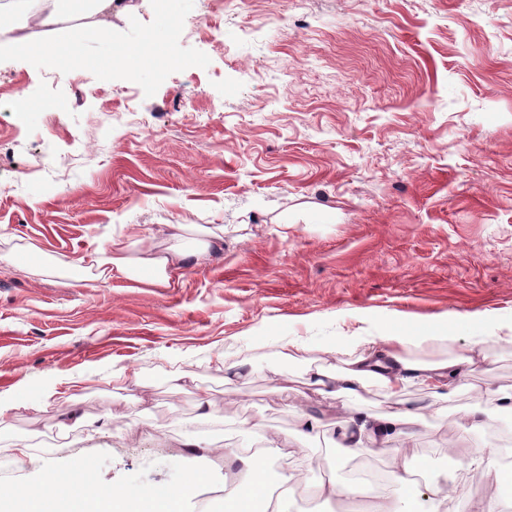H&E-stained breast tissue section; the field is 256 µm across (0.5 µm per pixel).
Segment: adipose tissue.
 <instances>
[{"label":"adipose tissue","instance_id":"ef3b65f1","mask_svg":"<svg viewBox=\"0 0 512 512\" xmlns=\"http://www.w3.org/2000/svg\"><path fill=\"white\" fill-rule=\"evenodd\" d=\"M42 26L49 27L79 16L86 9L101 13L117 7L119 0H42ZM186 253L172 246L164 251H143L136 258L126 253L122 241L112 243L110 256L97 261V277L109 280L122 276L133 280H148L162 286H170L171 272L181 267ZM439 334L423 328L416 333L393 331L374 341L365 336H350L346 348L352 357L346 366L337 371L319 368L313 371L311 384L327 395H341L365 381L372 380L386 388L392 395L402 393L406 383L415 380L429 388L432 394H439L447 388L451 378L463 370H472L483 363L484 349L480 343H472L466 354L440 359H419L406 356L408 346H421L438 342ZM420 421L419 413L405 403H398L391 414L373 420L360 419L345 422L338 433L336 451L344 457L363 454L373 448L388 446L391 456V470L387 481L391 493L372 500L366 484L353 483L340 488L336 482L322 481L314 485L316 497L330 499L340 492L365 502L364 512H418L414 501L417 487L415 477L417 465L408 464L411 454L410 439ZM282 453L276 441H267L260 454H253L243 448L234 449L233 454L244 465L242 478L232 481L227 489L225 501L230 512H252L254 502H261L262 512H289L290 499L297 477L294 473L281 472L276 490H269L259 469L276 460ZM201 476H191L178 489H128L119 492H103L88 488L69 499L66 512H180L183 500L201 483ZM59 486L50 480H43L40 487L30 489L27 494H18L14 489L0 490V512H53L52 504L58 495Z\"/></svg>","mask_w":512,"mask_h":512}]
</instances>
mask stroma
<instances>
[{"label":"stroma","mask_w":512,"mask_h":512,"mask_svg":"<svg viewBox=\"0 0 512 512\" xmlns=\"http://www.w3.org/2000/svg\"><path fill=\"white\" fill-rule=\"evenodd\" d=\"M129 9L47 27L33 48L0 40V473L36 487L91 461L108 491L179 487L203 496L238 468L228 448L279 438L299 477L295 512L323 479L378 475L390 456L341 458L338 420L391 412L375 383L332 400L307 370L344 366V337L447 326L431 358L482 341L485 361L441 397L415 383L424 423L413 449L438 512L466 501L512 512V480H478L480 450L512 448V0H128ZM184 24L173 35L167 22ZM219 30L210 39V30ZM75 53L80 77L39 54ZM158 58L112 64L145 40ZM55 165H48V157ZM175 224H220V251L166 288L115 277H30L2 255L75 264L137 231L164 250ZM290 349L292 358L281 355ZM241 364L244 377L224 368ZM482 412L463 435L460 419ZM322 422L297 441L295 416ZM30 455L16 459L18 443Z\"/></svg>","instance_id":"1"}]
</instances>
